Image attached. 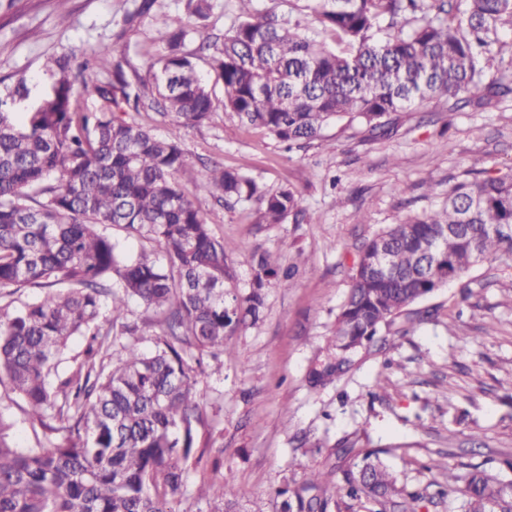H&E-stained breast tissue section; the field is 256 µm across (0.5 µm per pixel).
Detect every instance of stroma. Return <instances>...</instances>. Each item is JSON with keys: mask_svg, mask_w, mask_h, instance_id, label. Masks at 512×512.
Segmentation results:
<instances>
[{"mask_svg": "<svg viewBox=\"0 0 512 512\" xmlns=\"http://www.w3.org/2000/svg\"><path fill=\"white\" fill-rule=\"evenodd\" d=\"M141 3L68 0L62 22L56 0H26L20 16L0 17V92L12 77L47 85L43 64L51 55L80 61L108 50L126 61L116 98L136 96L140 77L163 52L158 31L187 18L186 0H151L143 14ZM126 118L178 138L189 163L177 181L213 232L236 244L231 262L240 293L250 290L254 253H276L282 266L296 269L291 287L268 281L260 319L232 336L234 353L221 368L207 366L198 376L206 403L193 433L204 456L186 463L178 512H208L195 490L213 481L235 487L237 512H279V489L325 468L334 448L350 451L336 462V480L368 453L394 474L399 493L385 512H468L462 493L443 494L446 478L432 467L441 459L460 476L479 471L512 483L502 464L512 457V256L472 269L468 298L451 285L421 301L413 328L382 331L330 383L308 381L312 364L333 350L362 244L405 215L436 208L465 171L512 167V98L484 107L431 102L400 113L384 136L337 124L294 150L221 110L192 128L156 122L149 111ZM215 164L242 169L272 193L295 188L306 219L262 224L254 202L227 207L199 193L206 167ZM159 319L130 302L127 320L138 333L116 338L113 359L133 341L151 349ZM0 436L17 448L55 440L31 422L3 373Z\"/></svg>", "mask_w": 512, "mask_h": 512, "instance_id": "35a3bbf8", "label": "stroma"}]
</instances>
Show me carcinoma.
<instances>
[{"label": "carcinoma", "instance_id": "cac0c4a2", "mask_svg": "<svg viewBox=\"0 0 512 512\" xmlns=\"http://www.w3.org/2000/svg\"><path fill=\"white\" fill-rule=\"evenodd\" d=\"M237 2L209 61L224 84L222 101L201 79V56L184 51L189 38L209 49L210 0H186L196 23L158 32L165 53L135 98L114 99L115 109L103 112L79 109L75 89L111 94L99 70L126 83L123 57L104 52L76 69L65 57L49 61L52 84L31 109L0 112V291L64 286L11 312L0 307V371L33 422L68 432L51 448H14L0 437V512H175L195 448L192 421L203 408L195 368L205 355L230 353L237 328L259 319L268 278H291L266 252L248 295L230 286L236 246L214 234L180 188V143L126 121L124 107L195 127L221 106L304 148L332 124L384 133L394 115L427 101L463 96L485 106L512 97V71L488 80L477 67L482 57L512 53V42L499 38L501 28L512 30V0H288L286 13ZM198 189L226 205L256 200L261 224L301 214L294 188L270 193L239 169L213 165ZM108 226L156 243L165 263L121 251ZM503 251L512 253V170L476 171L448 189L440 209L375 234L336 316V354L311 370L312 380L343 372L350 353L436 290L456 283L470 296L467 273ZM382 252L389 266L381 273ZM132 299L163 315L160 332L152 350L129 343L115 364L110 337L133 332L124 322ZM76 336L88 337L84 358L59 376L55 361ZM338 492L383 512L396 479L367 455L340 488L311 472L279 490L280 512H334ZM465 493L469 512H512V495L479 472ZM234 497L224 482L197 493L211 512H236Z\"/></svg>", "mask_w": 512, "mask_h": 512}]
</instances>
